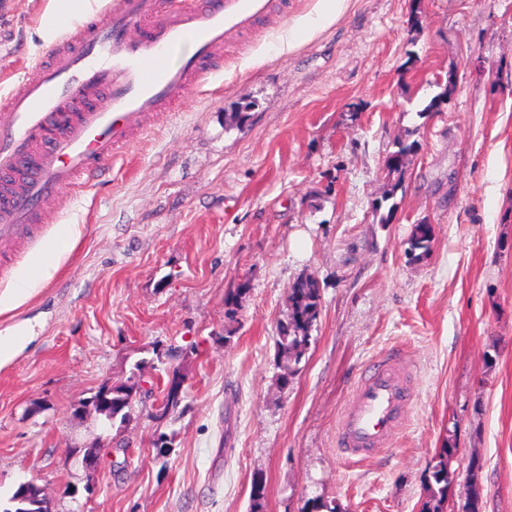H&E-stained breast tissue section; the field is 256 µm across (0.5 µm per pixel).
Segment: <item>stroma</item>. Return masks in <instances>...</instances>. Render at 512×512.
<instances>
[{
    "mask_svg": "<svg viewBox=\"0 0 512 512\" xmlns=\"http://www.w3.org/2000/svg\"><path fill=\"white\" fill-rule=\"evenodd\" d=\"M47 3L0 0L15 77L45 55L28 32ZM421 222L433 240L411 260ZM64 236L53 276L0 315V336L37 334L0 361L1 499L32 480L49 512H249L259 477L263 512H421L451 444L458 485L479 459L483 512H512V0H280L124 158L64 191L15 273ZM308 274L321 314L283 390L278 324ZM391 351L411 402L388 448L348 461L343 411ZM175 370L181 403L155 421ZM106 384L136 388L124 423L92 402ZM432 239L433 235L430 224H415L408 242L409 247L406 250V255L411 260L419 259L429 251ZM419 250L421 252L417 254L416 252Z\"/></svg>",
    "mask_w": 512,
    "mask_h": 512,
    "instance_id": "1",
    "label": "stroma"
}]
</instances>
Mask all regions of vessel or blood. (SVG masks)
Instances as JSON below:
<instances>
[{"label": "vessel or blood", "instance_id": "b4317fda", "mask_svg": "<svg viewBox=\"0 0 512 512\" xmlns=\"http://www.w3.org/2000/svg\"><path fill=\"white\" fill-rule=\"evenodd\" d=\"M272 0H113L58 41L0 96V255L26 247L61 194L95 180L149 120L224 66V45L271 12ZM411 391L397 353L361 378L337 437L361 462L392 441Z\"/></svg>", "mask_w": 512, "mask_h": 512}]
</instances>
